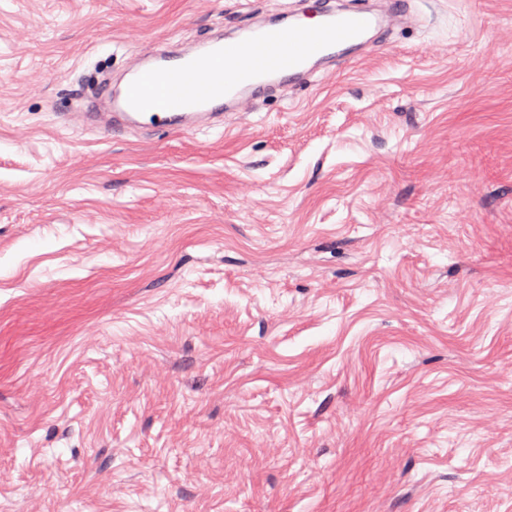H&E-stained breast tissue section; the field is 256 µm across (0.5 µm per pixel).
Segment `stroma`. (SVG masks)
<instances>
[{"label": "stroma", "instance_id": "35a3bbf8", "mask_svg": "<svg viewBox=\"0 0 512 512\" xmlns=\"http://www.w3.org/2000/svg\"><path fill=\"white\" fill-rule=\"evenodd\" d=\"M296 0H0V512H512V0L223 129L65 122Z\"/></svg>", "mask_w": 512, "mask_h": 512}]
</instances>
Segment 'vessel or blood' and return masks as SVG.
Returning a JSON list of instances; mask_svg holds the SVG:
<instances>
[{"mask_svg":"<svg viewBox=\"0 0 512 512\" xmlns=\"http://www.w3.org/2000/svg\"><path fill=\"white\" fill-rule=\"evenodd\" d=\"M383 23L381 15L361 6L326 11L314 26L284 18L249 26L233 38L217 32L188 50L171 44L151 61H131L121 86L104 84L111 111L81 112L77 118L104 133L220 128L226 111L238 110L275 80H307L314 63L361 44Z\"/></svg>","mask_w":512,"mask_h":512,"instance_id":"obj_1","label":"vessel or blood"}]
</instances>
